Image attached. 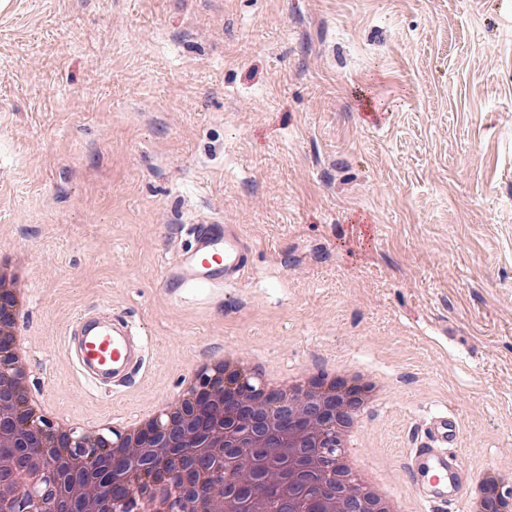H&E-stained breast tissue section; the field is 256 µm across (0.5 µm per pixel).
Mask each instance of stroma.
Wrapping results in <instances>:
<instances>
[{
	"mask_svg": "<svg viewBox=\"0 0 512 512\" xmlns=\"http://www.w3.org/2000/svg\"><path fill=\"white\" fill-rule=\"evenodd\" d=\"M237 225L250 268L174 297L184 224ZM31 267L26 349L79 421L158 408L201 359L339 356L390 378L359 451L457 417L467 471L512 472V0H9L0 254ZM139 319L147 368L92 390L69 326Z\"/></svg>",
	"mask_w": 512,
	"mask_h": 512,
	"instance_id": "1",
	"label": "stroma"
}]
</instances>
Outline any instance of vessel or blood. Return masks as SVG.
Masks as SVG:
<instances>
[{
	"instance_id": "1",
	"label": "vessel or blood",
	"mask_w": 512,
	"mask_h": 512,
	"mask_svg": "<svg viewBox=\"0 0 512 512\" xmlns=\"http://www.w3.org/2000/svg\"><path fill=\"white\" fill-rule=\"evenodd\" d=\"M190 248L168 267L165 281L173 290L204 292L236 283L248 269L249 246L230 224H198L191 228ZM67 342L77 373L99 389L125 386L143 368L146 349L140 331L92 308L78 314ZM456 417L443 411L429 423L424 441L405 458L410 475L427 476L417 494L428 505L458 506L469 473L455 452Z\"/></svg>"
}]
</instances>
